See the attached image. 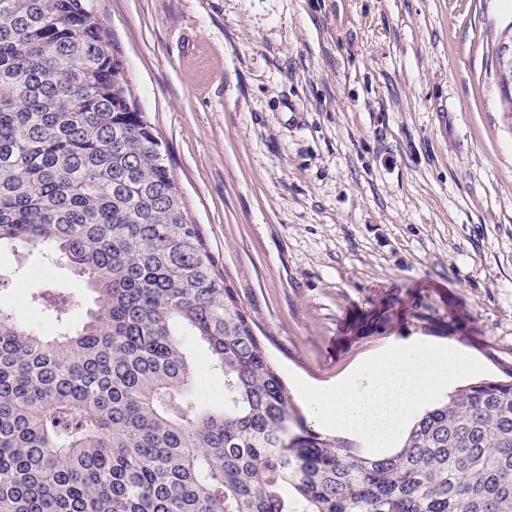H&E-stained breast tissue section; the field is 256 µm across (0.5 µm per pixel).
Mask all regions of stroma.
Returning a JSON list of instances; mask_svg holds the SVG:
<instances>
[{"label":"stroma","instance_id":"1","mask_svg":"<svg viewBox=\"0 0 512 512\" xmlns=\"http://www.w3.org/2000/svg\"><path fill=\"white\" fill-rule=\"evenodd\" d=\"M282 374L391 345L512 365V0H95ZM40 255L0 251V302ZM448 304L459 321L435 318Z\"/></svg>","mask_w":512,"mask_h":512}]
</instances>
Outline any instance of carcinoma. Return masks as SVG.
I'll return each instance as SVG.
<instances>
[{
    "mask_svg": "<svg viewBox=\"0 0 512 512\" xmlns=\"http://www.w3.org/2000/svg\"><path fill=\"white\" fill-rule=\"evenodd\" d=\"M2 248L93 303L34 288L52 336L0 304V512H512V367L432 403L392 455L292 433L93 0H0ZM189 340L219 404L186 402ZM188 351L194 363L200 365L203 368V376L207 380L206 386L210 396L213 391L215 392V395L207 397L204 395V390L201 387H198L196 395H194L195 402H208V400L216 399L219 397L222 391L223 379L221 376L209 370L208 352L206 348L190 341L188 343Z\"/></svg>",
    "mask_w": 512,
    "mask_h": 512,
    "instance_id": "cac0c4a2",
    "label": "carcinoma"
}]
</instances>
